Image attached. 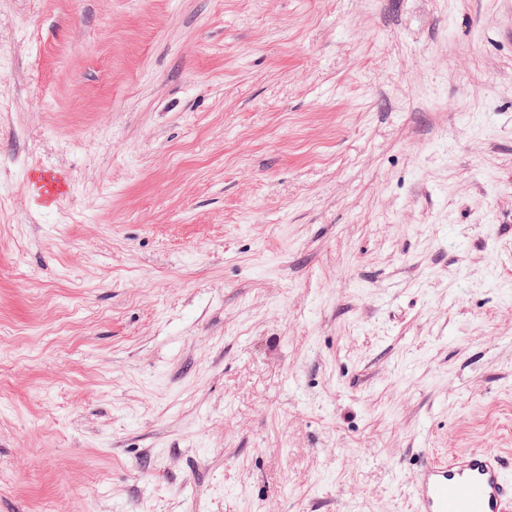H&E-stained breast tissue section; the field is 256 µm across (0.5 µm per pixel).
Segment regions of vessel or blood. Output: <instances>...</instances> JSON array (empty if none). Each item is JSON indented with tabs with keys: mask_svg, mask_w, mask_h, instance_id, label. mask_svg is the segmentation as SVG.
Here are the masks:
<instances>
[{
	"mask_svg": "<svg viewBox=\"0 0 512 512\" xmlns=\"http://www.w3.org/2000/svg\"><path fill=\"white\" fill-rule=\"evenodd\" d=\"M415 512H512V463L476 450L418 466L411 485Z\"/></svg>",
	"mask_w": 512,
	"mask_h": 512,
	"instance_id": "vessel-or-blood-1",
	"label": "vessel or blood"
}]
</instances>
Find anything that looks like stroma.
<instances>
[{
    "label": "stroma",
    "mask_w": 512,
    "mask_h": 512,
    "mask_svg": "<svg viewBox=\"0 0 512 512\" xmlns=\"http://www.w3.org/2000/svg\"><path fill=\"white\" fill-rule=\"evenodd\" d=\"M476 449L512 0H0V512H413Z\"/></svg>",
    "instance_id": "stroma-1"
}]
</instances>
